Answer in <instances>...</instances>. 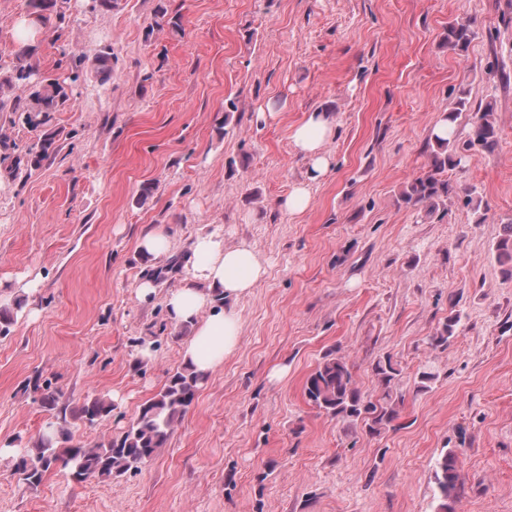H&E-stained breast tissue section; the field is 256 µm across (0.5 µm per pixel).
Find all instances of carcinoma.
<instances>
[{
	"mask_svg": "<svg viewBox=\"0 0 512 512\" xmlns=\"http://www.w3.org/2000/svg\"><path fill=\"white\" fill-rule=\"evenodd\" d=\"M60 2L26 0V18L33 27L56 33L66 22V10ZM166 26L173 30L180 28L170 17L165 0H158L154 21L146 29V36L150 37ZM473 36V23L457 18L448 23L444 42L453 51L463 50ZM39 50L37 42L24 43L16 50L13 65L0 67V112H21L25 122L34 129L47 123L50 113L63 110L71 101L68 87L63 82L40 72ZM93 66L100 77L108 78L112 73V51L97 54ZM495 112L493 102L488 101L474 109L468 97L463 95L444 113L443 120L454 128L463 119H468L465 147H477L491 153L498 146ZM57 153L55 139L48 135L31 145L24 154L16 155L10 152L7 133L0 131V168L9 178L31 175ZM461 163L455 137L429 138L426 170L403 185L400 199L407 205L423 209L429 218L447 214L445 204L454 192L448 172L459 168ZM496 260L503 273L512 276V224L504 226V234L496 244ZM459 321L458 315H448L436 335L431 337V345L446 344L455 335ZM372 372L381 390L376 401L363 396L346 358L329 353L307 376L304 395L308 403L325 415L341 420L349 427L362 426L368 433L378 434L390 427L398 416L401 397L394 394V386L400 370L393 357L386 355L372 365ZM204 381V375L192 366H182L168 377L155 396L141 405L136 418L121 435L92 446L74 440L70 421L94 426L112 413V402L95 397L69 410L64 408L56 421L47 424L31 448L14 457L13 474L20 483L35 486L58 463L68 469L71 480L76 483L90 478L112 479L129 472L136 473L166 447L175 426L193 405ZM457 459L453 450L441 453L436 459V512H454L459 489Z\"/></svg>",
	"mask_w": 512,
	"mask_h": 512,
	"instance_id": "obj_1",
	"label": "carcinoma"
}]
</instances>
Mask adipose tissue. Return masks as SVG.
<instances>
[{
    "label": "adipose tissue",
    "instance_id": "ef3b65f1",
    "mask_svg": "<svg viewBox=\"0 0 512 512\" xmlns=\"http://www.w3.org/2000/svg\"><path fill=\"white\" fill-rule=\"evenodd\" d=\"M332 134L325 112L307 114L294 128L293 145L309 163V180L319 179L331 168L333 158L324 146ZM266 274L265 263L248 244H226L217 232L194 239L191 264L181 284L165 297L170 318L192 328L183 345L185 362L209 373L236 351L240 318L234 303L251 295Z\"/></svg>",
    "mask_w": 512,
    "mask_h": 512
}]
</instances>
